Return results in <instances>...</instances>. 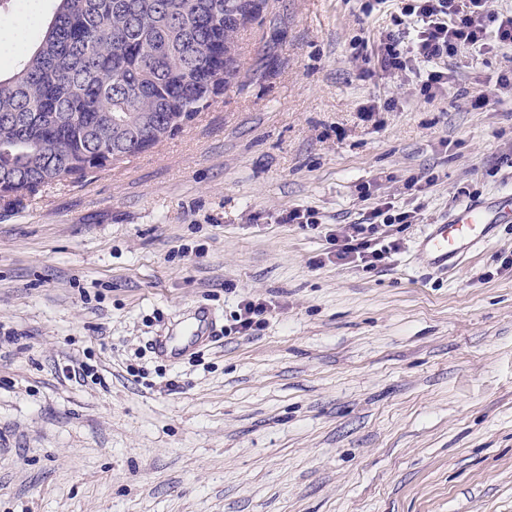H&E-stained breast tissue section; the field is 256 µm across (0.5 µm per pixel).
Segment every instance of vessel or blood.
I'll return each mask as SVG.
<instances>
[{"instance_id":"b4317fda","label":"vessel or blood","mask_w":512,"mask_h":512,"mask_svg":"<svg viewBox=\"0 0 512 512\" xmlns=\"http://www.w3.org/2000/svg\"><path fill=\"white\" fill-rule=\"evenodd\" d=\"M512 213V193L493 201H470L458 205L444 223L433 225L423 237L420 249L428 262L443 271L455 268L475 247L487 240L493 224ZM215 332L208 309H200L180 334L155 341L160 354L173 358L184 355Z\"/></svg>"}]
</instances>
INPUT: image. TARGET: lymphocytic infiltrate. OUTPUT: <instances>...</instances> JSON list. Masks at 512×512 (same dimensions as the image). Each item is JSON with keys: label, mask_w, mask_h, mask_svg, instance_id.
Wrapping results in <instances>:
<instances>
[{"label": "lymphocytic infiltrate", "mask_w": 512, "mask_h": 512, "mask_svg": "<svg viewBox=\"0 0 512 512\" xmlns=\"http://www.w3.org/2000/svg\"><path fill=\"white\" fill-rule=\"evenodd\" d=\"M391 20V28L381 35L376 62L391 73L427 67L421 90L430 98L448 84L445 65L460 48L480 53L495 46L512 47V9H495L492 0H399V11ZM413 219L412 212L382 203L361 222L328 231L326 238L338 264L359 263L371 272L380 269L388 254L400 248L397 241H382L381 228L409 224ZM274 310V304L267 300L242 299L228 331L255 335Z\"/></svg>", "instance_id": "obj_1"}]
</instances>
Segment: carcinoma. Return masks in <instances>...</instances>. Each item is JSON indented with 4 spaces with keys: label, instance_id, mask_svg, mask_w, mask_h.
Returning a JSON list of instances; mask_svg holds the SVG:
<instances>
[{
    "label": "carcinoma",
    "instance_id": "1",
    "mask_svg": "<svg viewBox=\"0 0 512 512\" xmlns=\"http://www.w3.org/2000/svg\"><path fill=\"white\" fill-rule=\"evenodd\" d=\"M33 47L0 76V195L80 178L156 146L239 74L238 30L266 0H54Z\"/></svg>",
    "mask_w": 512,
    "mask_h": 512
}]
</instances>
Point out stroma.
Returning a JSON list of instances; mask_svg holds the SVG:
<instances>
[{
    "label": "stroma",
    "mask_w": 512,
    "mask_h": 512,
    "mask_svg": "<svg viewBox=\"0 0 512 512\" xmlns=\"http://www.w3.org/2000/svg\"><path fill=\"white\" fill-rule=\"evenodd\" d=\"M368 5L268 0L174 135L0 198V512H512V223L447 273L419 250L512 191V48L460 50L428 102L419 75L361 76ZM384 202L415 219L378 273L280 221ZM245 296L278 306L258 335L150 349Z\"/></svg>",
    "instance_id": "obj_1"
}]
</instances>
